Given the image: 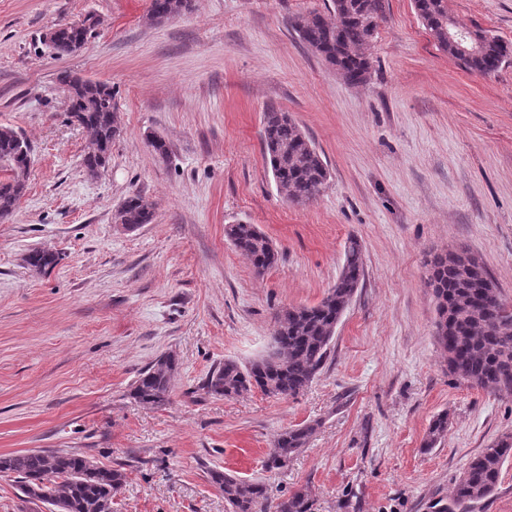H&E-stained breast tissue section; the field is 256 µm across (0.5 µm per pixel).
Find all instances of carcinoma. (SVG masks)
<instances>
[{
  "label": "carcinoma",
  "instance_id": "1",
  "mask_svg": "<svg viewBox=\"0 0 512 512\" xmlns=\"http://www.w3.org/2000/svg\"><path fill=\"white\" fill-rule=\"evenodd\" d=\"M414 9L437 46L466 71L489 75L512 61V48L497 37L484 43L480 52L461 55L448 42L456 30L448 0H413ZM190 0H151L150 19L160 22L179 16ZM383 0H330L328 14L315 12L294 19L292 27L300 41L320 56L350 84H361L370 69L368 51ZM89 28L69 24L56 27L52 48L58 55L72 53V46L87 40ZM65 90L72 91L69 104L79 111L83 128L99 152L83 157L85 171L95 176L111 161L112 143L121 136L119 107L112 87L83 81L69 73L60 76ZM263 153L271 166L277 190L295 204H305L320 195L329 169L324 155L291 116L274 108L263 117ZM27 144L16 129L0 127V220L11 217L28 189L29 170L16 160ZM154 218V204L134 193L114 212L116 224L140 228ZM225 233L237 251L248 258L255 271L278 263L279 252L255 224H228ZM60 257L34 250L28 265L45 274ZM486 272L468 250L443 252L431 261L430 285L436 299V336L448 354V370L467 383L497 392H512V306L498 296L493 280L484 285L478 277ZM365 276L362 245L356 238L345 246L344 263L335 283L311 306H292L274 317L271 347L266 355L241 365L226 360L207 375L203 389L212 396L234 398L254 389L274 398L296 397L313 382L330 353L336 327ZM179 359L161 355L142 370L131 385L130 397L144 406L169 403ZM316 430L302 424L280 433L264 462L272 471L287 465L304 448ZM448 431V416H438L429 425L423 447L434 448ZM512 457V440H503L472 457L457 481L449 502L439 512L460 508L490 497L497 489L503 464ZM0 473L16 475L20 499L40 503L55 512H112L126 474L107 468L80 453L63 450H24L0 455ZM210 482L224 494L230 512H316L315 500L297 490L277 501L270 499L262 481L239 478L221 470L208 471Z\"/></svg>",
  "mask_w": 512,
  "mask_h": 512
}]
</instances>
